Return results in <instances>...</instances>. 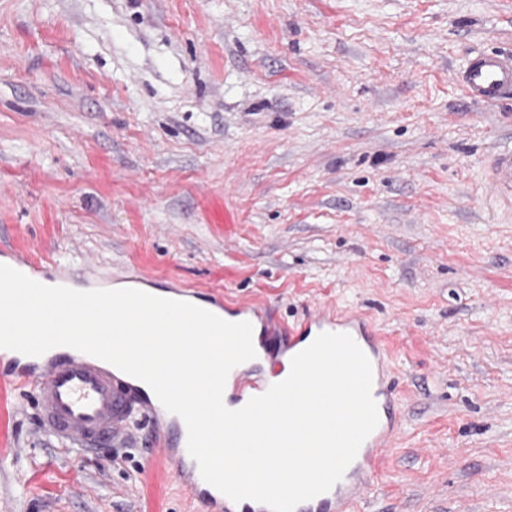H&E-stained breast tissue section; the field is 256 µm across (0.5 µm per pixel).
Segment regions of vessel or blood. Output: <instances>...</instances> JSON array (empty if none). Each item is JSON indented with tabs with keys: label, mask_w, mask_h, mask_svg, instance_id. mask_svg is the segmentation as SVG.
<instances>
[{
	"label": "vessel or blood",
	"mask_w": 512,
	"mask_h": 512,
	"mask_svg": "<svg viewBox=\"0 0 512 512\" xmlns=\"http://www.w3.org/2000/svg\"><path fill=\"white\" fill-rule=\"evenodd\" d=\"M467 101L495 106L512 99V51L489 50L472 55L466 66L455 73ZM494 198L512 202V146L494 154L489 169ZM0 263L41 282L49 272L35 260L12 252L0 253ZM244 321L264 320L269 333L281 336H307L311 333L349 334L369 358L380 361L384 342L362 316L320 307L301 324L290 326L267 316L253 304H237L231 309ZM0 357L11 367L0 378L31 393L42 433L71 452L85 455L118 439L130 436L138 418L153 427L155 454L178 477L184 478L191 496L221 512H237L236 504L201 476L187 448V427L178 415L168 412L159 400L142 396L131 376L115 366L73 348L46 352L39 357L1 349ZM283 367L278 359L267 360L254 373L236 381L239 398L263 394L277 383ZM379 422L361 445L356 458L342 479L328 492L299 504L296 512H354L378 476L384 451L395 440L396 382L384 376L372 383Z\"/></svg>",
	"instance_id": "1"
}]
</instances>
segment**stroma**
Instances as JSON below:
<instances>
[{
	"label": "stroma",
	"mask_w": 512,
	"mask_h": 512,
	"mask_svg": "<svg viewBox=\"0 0 512 512\" xmlns=\"http://www.w3.org/2000/svg\"><path fill=\"white\" fill-rule=\"evenodd\" d=\"M489 48L512 0H0V249L365 314L400 430L360 512H512V105L454 79ZM151 440L67 453L0 384V512H208ZM489 182L494 198L512 202V146L499 150L492 157Z\"/></svg>",
	"instance_id": "obj_1"
}]
</instances>
